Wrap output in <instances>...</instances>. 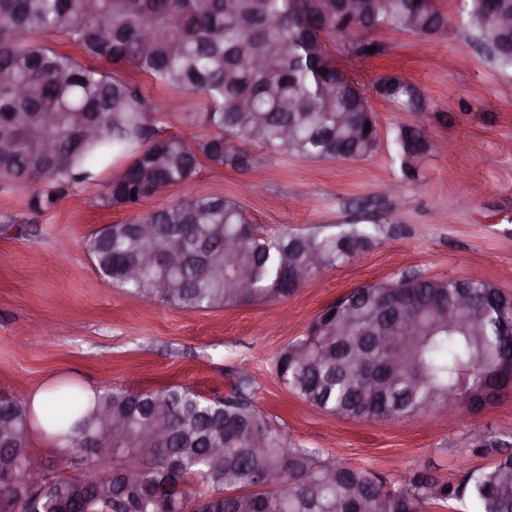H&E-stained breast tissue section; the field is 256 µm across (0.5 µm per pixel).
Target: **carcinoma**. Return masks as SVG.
<instances>
[{
	"instance_id": "carcinoma-1",
	"label": "carcinoma",
	"mask_w": 512,
	"mask_h": 512,
	"mask_svg": "<svg viewBox=\"0 0 512 512\" xmlns=\"http://www.w3.org/2000/svg\"><path fill=\"white\" fill-rule=\"evenodd\" d=\"M355 15L327 12V0H0V180L35 188L32 207L53 210L77 184L97 182L100 167L121 162L101 183L107 207L188 183L208 164L249 169L246 147L311 160L363 159L379 131L357 81L341 76L325 39L338 36L357 57L382 29L432 36L448 18L436 0H358ZM512 0H462L459 19L476 47L503 69L512 51L490 19ZM62 38L86 59L58 52ZM105 59L152 80L202 96L197 120L210 133L192 141L158 127L163 106ZM376 92L404 112L420 110L414 88L385 75ZM89 124L76 134L75 118ZM370 129H365V125ZM394 142L403 176L429 151L421 130L401 126ZM136 199H131V196ZM377 224H338L326 233L270 232L241 201L183 197L141 217L108 224L88 241L101 275L140 298L184 311L219 310L292 296L302 281L371 245ZM147 255L174 265L141 267ZM466 295L471 307L458 306ZM393 358L377 382L362 381L364 356ZM512 361V295L479 276L403 278L357 288L325 307L275 360L288 389L325 413L403 421L453 397L478 400ZM243 377L224 398L186 386L97 391L86 402L68 386L48 419L57 448L86 463L79 479L24 487L34 416L0 397V512H420L424 504L469 503L472 512H512V450L454 487L415 477L389 487L362 469L327 461L317 448L293 446L257 411ZM164 434L157 433L158 428ZM95 448L112 449L110 476ZM223 451L216 466L213 449ZM134 465L136 478L123 476ZM279 476L269 488L261 482Z\"/></svg>"
}]
</instances>
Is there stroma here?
Masks as SVG:
<instances>
[{
    "mask_svg": "<svg viewBox=\"0 0 512 512\" xmlns=\"http://www.w3.org/2000/svg\"><path fill=\"white\" fill-rule=\"evenodd\" d=\"M447 29L421 38L370 33L379 55L330 48L364 88L380 147L359 160H307L250 146L248 170L202 166L186 185L150 197L136 210L106 207L96 184L48 212L28 190L0 183V396L29 401L39 390L74 383L84 390L132 391L186 385L200 396L229 395L240 375L253 381L254 407L295 446L366 470L388 485L426 474L458 484L494 463V442L512 446V391L455 421L439 411L406 422L327 414L291 393L275 358L317 314L350 290L419 274L460 278L480 272L512 293V70L502 71L471 43L458 19L460 0H437ZM122 77L163 100L165 132L204 135L191 114L200 97L153 85L125 68ZM403 78L422 109L403 112L374 85ZM415 124L430 143L414 178L403 177L397 127ZM187 194L239 199L254 222L274 232L335 226L359 218L380 225L364 250L322 271L288 298L188 312L112 286L96 269L87 241L98 229L145 214Z\"/></svg>",
    "mask_w": 512,
    "mask_h": 512,
    "instance_id": "35a3bbf8",
    "label": "stroma"
}]
</instances>
